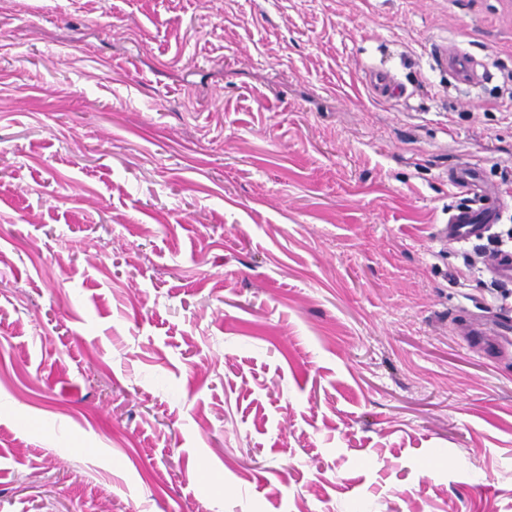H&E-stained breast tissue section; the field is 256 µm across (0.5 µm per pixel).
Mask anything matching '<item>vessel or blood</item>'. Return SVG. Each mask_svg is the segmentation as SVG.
Instances as JSON below:
<instances>
[{"instance_id": "b4317fda", "label": "vessel or blood", "mask_w": 512, "mask_h": 512, "mask_svg": "<svg viewBox=\"0 0 512 512\" xmlns=\"http://www.w3.org/2000/svg\"><path fill=\"white\" fill-rule=\"evenodd\" d=\"M451 182L471 195L472 201L449 211L447 224L439 230L440 237L452 242L483 239L500 219L503 208L500 197L484 181L479 169L471 164L457 167ZM489 271L501 284H512V253L500 252L490 263Z\"/></svg>"}]
</instances>
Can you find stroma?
I'll list each match as a JSON object with an SVG mask.
<instances>
[{"instance_id":"stroma-1","label":"stroma","mask_w":512,"mask_h":512,"mask_svg":"<svg viewBox=\"0 0 512 512\" xmlns=\"http://www.w3.org/2000/svg\"><path fill=\"white\" fill-rule=\"evenodd\" d=\"M511 29L0 0V512H512V356L467 336L512 250ZM464 163L506 200L473 245L436 236ZM489 271L504 286L512 284V253L500 252L490 263Z\"/></svg>"}]
</instances>
